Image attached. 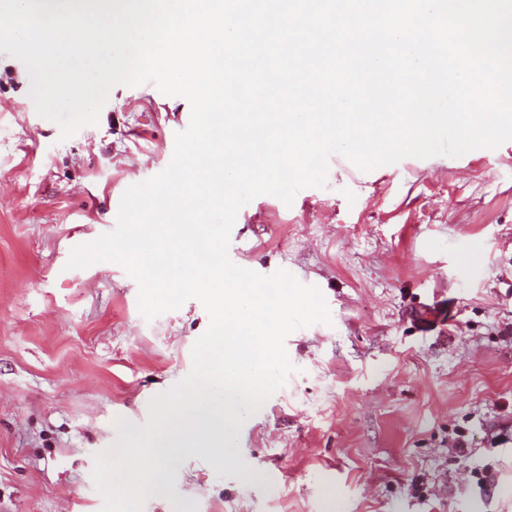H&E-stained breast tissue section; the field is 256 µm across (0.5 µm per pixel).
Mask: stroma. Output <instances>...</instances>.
Returning a JSON list of instances; mask_svg holds the SVG:
<instances>
[{
  "mask_svg": "<svg viewBox=\"0 0 512 512\" xmlns=\"http://www.w3.org/2000/svg\"><path fill=\"white\" fill-rule=\"evenodd\" d=\"M30 85L0 53V512H101L96 455L190 372L209 316L145 319L122 266L67 262L191 107L118 85L65 138ZM229 255L317 287L331 321L287 336L284 385L229 449H179L142 512H512V141L367 172L333 155L325 187L244 206Z\"/></svg>",
  "mask_w": 512,
  "mask_h": 512,
  "instance_id": "35a3bbf8",
  "label": "stroma"
}]
</instances>
